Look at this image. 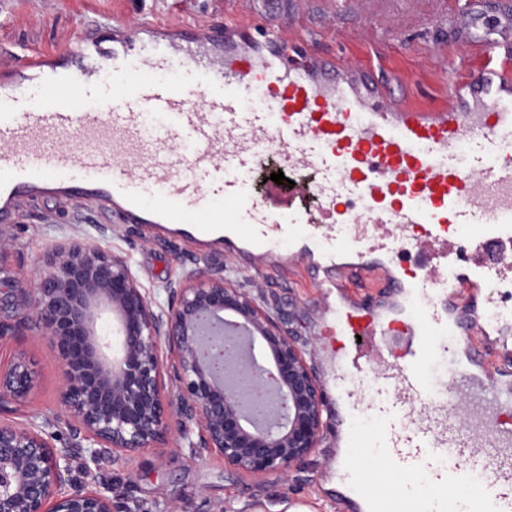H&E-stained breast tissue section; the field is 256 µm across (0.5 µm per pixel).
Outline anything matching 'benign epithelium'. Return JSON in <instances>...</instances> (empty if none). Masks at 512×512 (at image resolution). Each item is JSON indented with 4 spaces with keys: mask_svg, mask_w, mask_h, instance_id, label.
<instances>
[{
    "mask_svg": "<svg viewBox=\"0 0 512 512\" xmlns=\"http://www.w3.org/2000/svg\"><path fill=\"white\" fill-rule=\"evenodd\" d=\"M28 295L29 321L62 370L59 415L81 440L57 448L45 430L0 422V512H131L112 483L77 480L84 468L164 448L173 428L198 429L190 458L218 455L236 470L287 475L318 447L324 399L305 350L251 292L189 270L169 286L167 307L150 298L126 257L93 241L55 245ZM117 323V350L100 333ZM217 374L203 352L226 337ZM37 381L24 356L0 370V404L26 401Z\"/></svg>",
    "mask_w": 512,
    "mask_h": 512,
    "instance_id": "benign-epithelium-1",
    "label": "benign epithelium"
}]
</instances>
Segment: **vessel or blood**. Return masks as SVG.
I'll use <instances>...</instances> for the list:
<instances>
[{
	"label": "vessel or blood",
	"mask_w": 512,
	"mask_h": 512,
	"mask_svg": "<svg viewBox=\"0 0 512 512\" xmlns=\"http://www.w3.org/2000/svg\"><path fill=\"white\" fill-rule=\"evenodd\" d=\"M286 39L274 22L188 26L176 41L106 26L28 56L0 95V223L18 197L50 193L223 245L247 270L291 244L316 272L352 257L345 268L386 293L330 304L314 344L337 414L376 426L336 459L339 488L365 480L371 512H512V373L475 350L512 307L488 325L455 309L461 289L512 279V53L484 27L482 63L428 111L383 97L375 75L359 90L335 65L286 62ZM69 59L79 69L61 71ZM272 144L317 172L313 206L250 196ZM408 250L420 274L397 261ZM368 372L364 398L352 379Z\"/></svg>",
	"instance_id": "b4317fda"
}]
</instances>
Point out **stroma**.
Masks as SVG:
<instances>
[{
  "label": "stroma",
  "instance_id": "stroma-1",
  "mask_svg": "<svg viewBox=\"0 0 512 512\" xmlns=\"http://www.w3.org/2000/svg\"><path fill=\"white\" fill-rule=\"evenodd\" d=\"M464 0H0V89L23 74L22 61L33 51L45 54L70 42L79 32L94 33L106 22L122 31H135L145 20L162 29L192 23L253 24L269 18L287 24L291 36L308 51L335 57L374 73L388 90L415 105L445 103L448 86L467 80L479 56V45L467 29L475 24ZM283 172L286 184L272 187L271 173ZM314 171L289 166L278 151H265L252 171L249 190L278 206L289 199V182H309ZM124 254L152 298L166 303L165 288L191 269L224 274L252 291L276 317L289 336L309 345L320 313L316 281L299 263H263L256 272H242L221 246L150 232L125 222L96 205H78L51 195L22 199L13 223H0V325H17L29 314L27 296L17 281H34L48 249L63 241L98 236ZM29 358L37 384L21 404L0 405V420L36 424L52 433L58 445L72 443L76 421L57 418L61 368L47 343L38 336L0 338V364L18 355ZM340 424L327 416L319 446L289 475L256 477L225 466L222 458L191 460L189 442L174 437L171 444L132 458L103 464L86 472L81 459L73 470L79 481L108 480L114 494L125 498L131 512H282V504L302 503L314 512H349L328 490L325 471L336 448Z\"/></svg>",
  "mask_w": 512,
  "mask_h": 512
}]
</instances>
